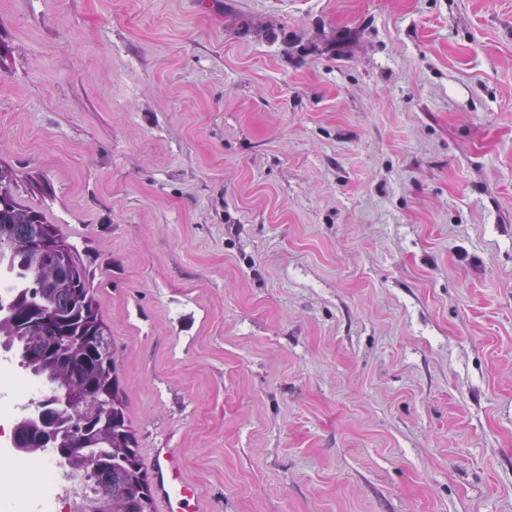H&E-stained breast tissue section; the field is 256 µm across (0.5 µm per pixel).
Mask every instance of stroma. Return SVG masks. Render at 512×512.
Instances as JSON below:
<instances>
[{
  "mask_svg": "<svg viewBox=\"0 0 512 512\" xmlns=\"http://www.w3.org/2000/svg\"><path fill=\"white\" fill-rule=\"evenodd\" d=\"M0 166L197 512H512V0H0Z\"/></svg>",
  "mask_w": 512,
  "mask_h": 512,
  "instance_id": "stroma-1",
  "label": "stroma"
}]
</instances>
